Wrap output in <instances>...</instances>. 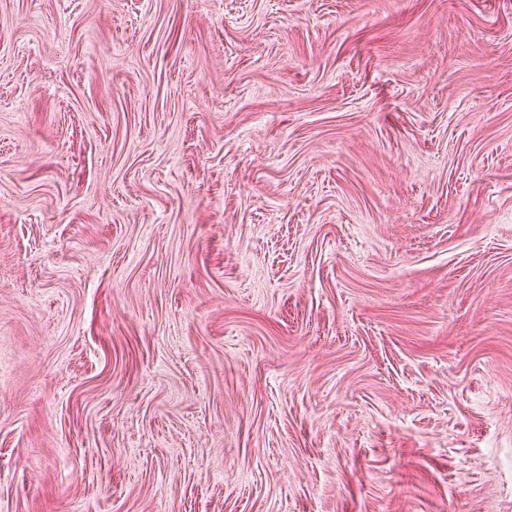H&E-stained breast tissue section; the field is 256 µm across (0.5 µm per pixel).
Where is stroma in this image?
<instances>
[{
	"mask_svg": "<svg viewBox=\"0 0 512 512\" xmlns=\"http://www.w3.org/2000/svg\"><path fill=\"white\" fill-rule=\"evenodd\" d=\"M0 512H512V0H0Z\"/></svg>",
	"mask_w": 512,
	"mask_h": 512,
	"instance_id": "stroma-1",
	"label": "stroma"
}]
</instances>
